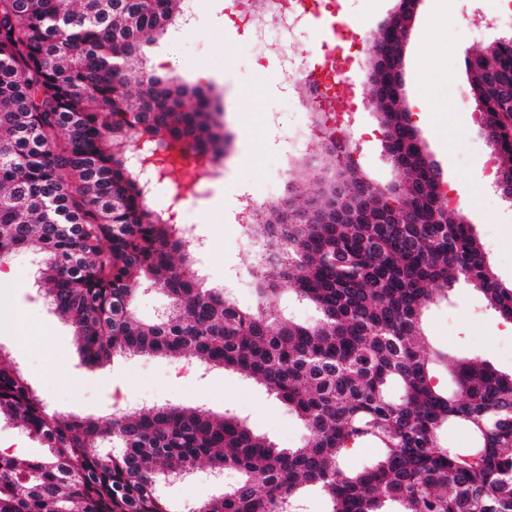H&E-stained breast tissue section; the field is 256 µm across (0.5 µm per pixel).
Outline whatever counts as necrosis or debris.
<instances>
[{"label": "necrosis or debris", "mask_w": 512, "mask_h": 512, "mask_svg": "<svg viewBox=\"0 0 512 512\" xmlns=\"http://www.w3.org/2000/svg\"><path fill=\"white\" fill-rule=\"evenodd\" d=\"M270 9L260 12L254 0H228L226 16L255 49L254 63L263 66L271 58L284 59L283 84L295 108L308 101L331 99L338 106L330 122L348 138L363 140L367 133L360 123L365 98L349 73L367 49L363 30L342 17L343 0H270ZM322 23L323 33L311 45L302 36L313 23Z\"/></svg>", "instance_id": "1"}]
</instances>
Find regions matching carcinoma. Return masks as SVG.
Wrapping results in <instances>:
<instances>
[{
    "label": "carcinoma",
    "mask_w": 512,
    "mask_h": 512,
    "mask_svg": "<svg viewBox=\"0 0 512 512\" xmlns=\"http://www.w3.org/2000/svg\"><path fill=\"white\" fill-rule=\"evenodd\" d=\"M399 0L386 40L413 18ZM183 0H0V264L38 245L36 282L70 326L88 368L117 356L188 354L263 383L302 421L299 448H278L234 415L155 406L109 417L51 410L0 349V419L46 448L21 458L0 448V512H176L155 492L206 459L241 480L193 512H306L317 489L328 512H512V371L458 360L452 389L431 382L448 364L423 329L429 305L460 281L512 321V285L493 273L473 225L446 201L434 162L394 82L398 57L371 54L383 150L402 173L395 193L355 173L350 217L331 187L298 189L249 231L258 304L239 309L207 287L196 250L171 215L145 203L134 161L143 144L179 190L190 152L224 155L222 108L209 87L161 76L144 47L181 26ZM482 122L500 129L498 171L512 175V35L465 61ZM319 312L283 319L277 284ZM154 288L168 305L141 319L134 301ZM466 428L452 448L445 428ZM382 448L350 470V446Z\"/></svg>",
    "instance_id": "carcinoma-1"
}]
</instances>
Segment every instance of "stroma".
Segmentation results:
<instances>
[{"label": "stroma", "mask_w": 512, "mask_h": 512, "mask_svg": "<svg viewBox=\"0 0 512 512\" xmlns=\"http://www.w3.org/2000/svg\"><path fill=\"white\" fill-rule=\"evenodd\" d=\"M399 0H346L348 22L374 33L396 10ZM496 13L503 0H448V25L440 27L436 0H419L403 52L402 96L430 160L437 163L444 187L468 193L465 212L482 242L489 265L504 284L512 283V203L492 187L494 150L477 118L464 61L506 36V29H471L465 15L472 6ZM153 55L166 56L165 69L181 81L208 77L221 95L231 148L222 165L188 196L189 220L204 236L201 267L208 280L224 285L243 310L257 306L249 275L251 259L241 249L234 222L238 192L266 199L278 172L287 171L283 157L286 135L300 116L279 90L281 67L270 61L257 68L252 49L224 23V0H195L194 18L185 29L158 39ZM424 58L435 70H451L449 82L436 84L425 118H418L415 92L421 83L415 61ZM459 128L453 142L444 133ZM33 250L16 255L7 267L14 276L0 283V342L29 382L59 412L106 415L118 407L173 404L233 414L277 447L303 445L301 420L264 385L232 369H201L155 355L117 357L99 368L79 362L70 327L47 305L33 285ZM431 345L448 351L452 360L477 357L512 370V322L502 319L483 295L458 283L448 299L425 313ZM234 469L212 470L201 464L181 478H161V492L181 512L232 487Z\"/></svg>", "instance_id": "stroma-1"}]
</instances>
